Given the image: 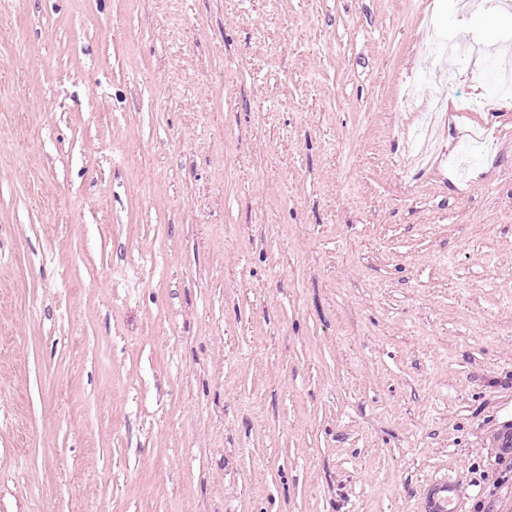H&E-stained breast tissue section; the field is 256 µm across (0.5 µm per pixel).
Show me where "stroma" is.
Segmentation results:
<instances>
[{"instance_id":"stroma-1","label":"stroma","mask_w":512,"mask_h":512,"mask_svg":"<svg viewBox=\"0 0 512 512\" xmlns=\"http://www.w3.org/2000/svg\"><path fill=\"white\" fill-rule=\"evenodd\" d=\"M461 2L0 0V512H512V107L394 105L512 69ZM420 97L425 98L427 106L417 112H439L441 108L442 94L432 87L418 89L414 86H407L403 89L400 97L399 107L401 111L408 112L416 109V103ZM461 498L460 486L453 476H435L421 491L420 512H462Z\"/></svg>"}]
</instances>
